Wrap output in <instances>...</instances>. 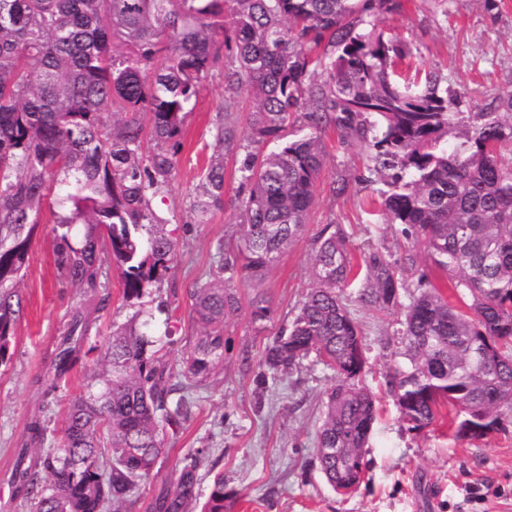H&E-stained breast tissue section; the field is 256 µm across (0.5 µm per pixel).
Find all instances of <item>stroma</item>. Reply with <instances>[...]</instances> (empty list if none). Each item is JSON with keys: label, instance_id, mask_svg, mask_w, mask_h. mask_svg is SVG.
Masks as SVG:
<instances>
[{"label": "stroma", "instance_id": "obj_1", "mask_svg": "<svg viewBox=\"0 0 512 512\" xmlns=\"http://www.w3.org/2000/svg\"><path fill=\"white\" fill-rule=\"evenodd\" d=\"M400 10L372 15L371 23L411 50L398 74L407 81L431 72L457 94L464 112H483L496 96L512 91V0H401ZM237 116V136L248 141L251 96L248 86L228 92L221 71L202 82L193 112L185 119L182 147L167 191L154 202L173 231L171 269L160 289L140 304L125 300L120 271L105 268L107 306L99 313V346L137 309L155 313L157 330H170V361L181 360L201 328L190 317L188 292L209 279L219 264L218 246H234L243 220L245 199L233 157L224 155L216 128L225 107ZM327 168L304 234L255 281H235L238 312L224 325V361L192 395L193 419L166 442L156 474L142 488L138 512L169 489V475L193 448L209 457L199 470V491L208 494L216 474H223L234 498L228 512H512V409H502V427L480 441L454 436V410L441 408L434 424L407 431L386 386L387 376L402 363L401 310L365 308L355 289L344 302L362 330L367 366L364 383L378 401L379 417L365 454V479L349 495L338 494L313 462L322 402L334 374L314 359L279 374L266 384L256 375L265 348L287 326L311 285L316 241L326 227L343 229L354 265L379 250L399 258L406 242L393 226L377 223L371 201L380 180H366L364 143L340 144L333 130L323 135ZM223 162L224 204L200 214L194 207L203 192L205 170ZM346 179L344 196L333 195L334 181ZM57 206L47 199L39 230L29 250L20 282L25 311L15 328L11 357L0 365V487L5 486L27 426L38 418L62 430L70 399L83 393L101 371L88 356L70 372L66 385L45 394L37 378L49 366L57 340L81 301L79 289L59 279L51 228ZM270 308L267 320H254L253 300Z\"/></svg>", "mask_w": 512, "mask_h": 512}]
</instances>
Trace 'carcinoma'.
Listing matches in <instances>:
<instances>
[{"instance_id":"carcinoma-1","label":"carcinoma","mask_w":512,"mask_h":512,"mask_svg":"<svg viewBox=\"0 0 512 512\" xmlns=\"http://www.w3.org/2000/svg\"><path fill=\"white\" fill-rule=\"evenodd\" d=\"M400 8L398 0H0V364L24 314L19 284L49 191L60 209L57 273L99 301L73 313L38 379L46 393L97 350L87 343L107 303L104 262L119 268L129 301L167 276L175 241L155 230L152 200L172 179L203 79L220 68L225 88H251V144L275 147L243 145L224 112L216 139L224 154L242 155L245 220L217 274L189 293L204 332L186 352L184 378L200 386L224 360V322L239 304L231 283L262 276L302 235L327 163L321 132L333 128L340 143L367 147V171L385 186L380 223L400 226L407 241L395 261L378 250L364 256L357 296L378 310L404 307L409 367L388 381L401 421L421 431L446 403L456 437L499 431L500 409L512 408V91L470 118L440 77L400 81L396 60L407 51L356 24ZM299 123L307 132L284 139ZM223 203L218 162L197 209ZM422 261L470 303L450 305L423 274L419 294L402 305L400 273ZM356 279L344 230L320 238L311 287L258 373L264 384L310 356L333 371L314 448L333 487L363 481L377 413L361 383L362 334L340 296ZM163 348L146 319L112 332L107 367L71 400L61 435L29 424L10 481L34 512H135L141 483L165 454L166 429L194 414ZM208 453L181 459L153 512H224L222 474L196 509Z\"/></svg>"}]
</instances>
